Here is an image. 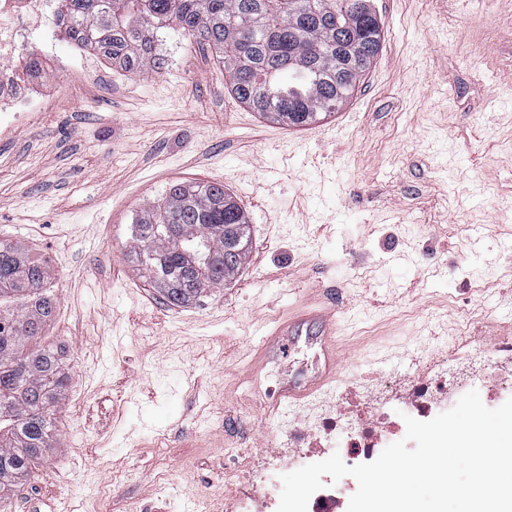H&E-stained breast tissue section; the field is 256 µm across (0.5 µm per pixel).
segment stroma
Wrapping results in <instances>:
<instances>
[{
    "label": "stroma",
    "instance_id": "1",
    "mask_svg": "<svg viewBox=\"0 0 512 512\" xmlns=\"http://www.w3.org/2000/svg\"><path fill=\"white\" fill-rule=\"evenodd\" d=\"M382 49L352 97L301 128L230 94L216 54L172 30L161 68L109 79L42 55L39 105L0 132V239L48 257L40 342L71 381L52 448L10 512H244L242 467L326 459L287 447L320 339L301 299L344 303L339 376L420 375L444 337L512 335V0H374ZM222 183L248 216L236 282L167 304L130 257L132 221L178 183ZM251 499L279 503L258 480Z\"/></svg>",
    "mask_w": 512,
    "mask_h": 512
}]
</instances>
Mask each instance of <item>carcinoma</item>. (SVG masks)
Returning <instances> with one entry per match:
<instances>
[{
  "label": "carcinoma",
  "mask_w": 512,
  "mask_h": 512,
  "mask_svg": "<svg viewBox=\"0 0 512 512\" xmlns=\"http://www.w3.org/2000/svg\"><path fill=\"white\" fill-rule=\"evenodd\" d=\"M74 43L141 72L159 65L163 29L222 53L232 94L252 111L304 127L345 103L379 54L371 0H61ZM248 220L224 185L176 184L135 221L131 252L172 306L231 283L248 253ZM45 258L0 239V504L54 436L70 378L54 350L28 348L55 301Z\"/></svg>",
  "instance_id": "obj_1"
}]
</instances>
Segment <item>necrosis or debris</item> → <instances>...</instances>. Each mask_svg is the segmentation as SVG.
Returning <instances> with one entry per match:
<instances>
[{
    "label": "necrosis or debris",
    "mask_w": 512,
    "mask_h": 512,
    "mask_svg": "<svg viewBox=\"0 0 512 512\" xmlns=\"http://www.w3.org/2000/svg\"><path fill=\"white\" fill-rule=\"evenodd\" d=\"M54 6L55 0H0V123L6 126L23 120L37 101L31 90L34 72L9 69L5 63L50 29ZM489 375L512 389V336L499 337L492 346L464 337L447 340L421 376L362 392V402L373 410V417L323 414L315 429L346 455L368 458L383 442L380 427L392 408L416 419L429 418L435 408L447 407L449 386L462 389Z\"/></svg>",
    "instance_id": "4bbe7bcc"
}]
</instances>
